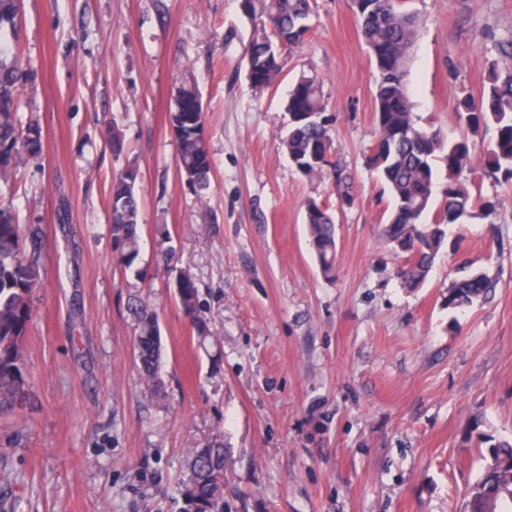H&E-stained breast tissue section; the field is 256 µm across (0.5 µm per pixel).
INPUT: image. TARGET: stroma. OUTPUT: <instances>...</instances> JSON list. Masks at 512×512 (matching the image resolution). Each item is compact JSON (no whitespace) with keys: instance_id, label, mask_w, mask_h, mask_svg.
Listing matches in <instances>:
<instances>
[{"instance_id":"stroma-1","label":"stroma","mask_w":512,"mask_h":512,"mask_svg":"<svg viewBox=\"0 0 512 512\" xmlns=\"http://www.w3.org/2000/svg\"><path fill=\"white\" fill-rule=\"evenodd\" d=\"M419 17L406 83L418 126L463 133L457 97L480 99L512 0H409ZM304 43L278 83L247 79L238 0H22L16 52L33 79L19 112L39 121L40 164L0 196L43 236L25 340L27 397L0 413V512H180L191 448L224 442V512H460L483 466L468 440H512V184L485 173L494 126L463 172L492 216L448 227L421 288H404L383 236L392 201L365 155L375 84L351 0H312ZM323 82L330 159L355 179L338 211L331 174L303 176L281 141L288 86ZM195 80L213 159L196 192L168 115ZM136 166L137 280L116 259L112 180ZM337 211L336 276L309 244L306 204ZM488 300L450 308L463 272ZM191 275L207 342L177 304ZM158 313L161 395L134 356L130 307Z\"/></svg>"}]
</instances>
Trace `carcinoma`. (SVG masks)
Here are the masks:
<instances>
[{
	"label": "carcinoma",
	"mask_w": 512,
	"mask_h": 512,
	"mask_svg": "<svg viewBox=\"0 0 512 512\" xmlns=\"http://www.w3.org/2000/svg\"><path fill=\"white\" fill-rule=\"evenodd\" d=\"M408 0H352L368 50L375 80V121L379 137L366 156L389 191L394 206L383 228L386 242L403 256L396 277L408 288L423 285L445 242L446 228L458 223L471 209L489 216L497 200L475 199L460 181L473 162L471 137L493 123L496 137L485 159L495 183H512V65L495 64L487 77L480 100L469 96L459 100L455 113L467 132L445 139L437 130L416 126L414 104L405 84V73L415 42L418 18L406 7ZM21 0H0V182L7 184L20 164L37 161L43 153L41 126L22 121L18 112L23 87L33 74L23 67L15 52L17 18ZM310 0H248L244 16L253 26L246 48L247 67L260 76L251 86L259 91L281 76L284 60L279 43L298 47L309 27ZM286 110L305 119L291 123L284 146L291 160L308 166L307 177L321 175L330 165V128L321 81L300 74L288 89ZM170 126L181 131L176 140L182 176L194 190L209 186L212 157L205 138L204 107L192 85L180 87L169 112ZM442 163L445 180L442 211L430 224L427 214L437 176L436 162ZM138 169L127 168L113 183L110 199L111 234L118 247V261L138 278L141 224ZM336 194L341 207L355 202L354 183L346 174L336 173ZM305 223L316 252L321 274L329 278L336 268V215L311 201ZM41 232L18 220L10 202L0 200V411L11 410L22 399L27 385L25 338L34 309L32 296L41 283ZM175 295L184 314L195 318L198 288L187 274L176 276ZM490 284L479 273L463 277L448 291V305L462 306L484 298ZM137 322L135 352L139 369L154 391L162 389L157 376L160 363V329L157 314L141 301L132 309ZM473 421L468 437H477L485 459L483 470L470 489L466 512H508L512 508V444L496 441L479 431ZM181 496L184 512H224V445L210 441L190 451L189 474Z\"/></svg>",
	"instance_id": "cac0c4a2"
}]
</instances>
